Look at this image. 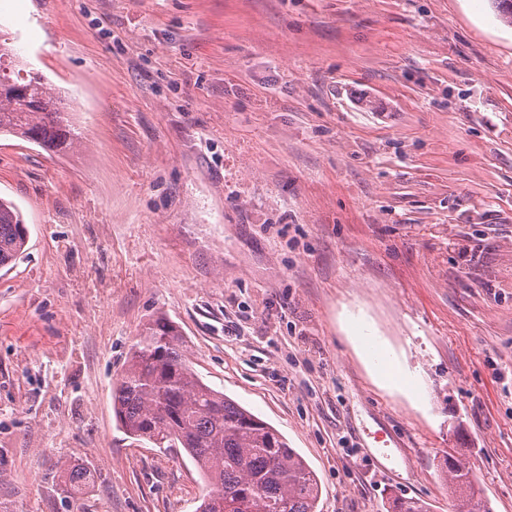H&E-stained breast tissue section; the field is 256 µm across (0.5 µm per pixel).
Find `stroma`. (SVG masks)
Returning a JSON list of instances; mask_svg holds the SVG:
<instances>
[{
	"label": "stroma",
	"instance_id": "stroma-1",
	"mask_svg": "<svg viewBox=\"0 0 512 512\" xmlns=\"http://www.w3.org/2000/svg\"><path fill=\"white\" fill-rule=\"evenodd\" d=\"M74 146L0 134V512H196L112 389L163 316L315 472L317 512H512V25L492 0H0ZM363 321L415 373L382 383ZM91 469L80 494L63 466ZM27 228L19 209L0 198V269L14 262L23 252ZM448 489L454 499L455 512H493L471 469L462 460L448 457ZM470 505L472 509H465Z\"/></svg>",
	"mask_w": 512,
	"mask_h": 512
}]
</instances>
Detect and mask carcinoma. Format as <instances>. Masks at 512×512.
Returning <instances> with one entry per match:
<instances>
[{
  "mask_svg": "<svg viewBox=\"0 0 512 512\" xmlns=\"http://www.w3.org/2000/svg\"><path fill=\"white\" fill-rule=\"evenodd\" d=\"M61 95L39 73L21 67L0 42V134L47 150L71 147L75 133ZM27 228L19 209L0 198V269L23 252ZM115 417L131 437L158 448L175 440L207 488L196 512H317L319 482L307 462L273 427L198 376L175 323L160 316L146 324L129 349L112 392ZM93 474L85 466L61 469L64 488L78 493ZM454 512H493L467 464L448 459ZM392 512H430L416 498L396 497Z\"/></svg>",
  "mask_w": 512,
  "mask_h": 512,
  "instance_id": "cac0c4a2",
  "label": "carcinoma"
}]
</instances>
